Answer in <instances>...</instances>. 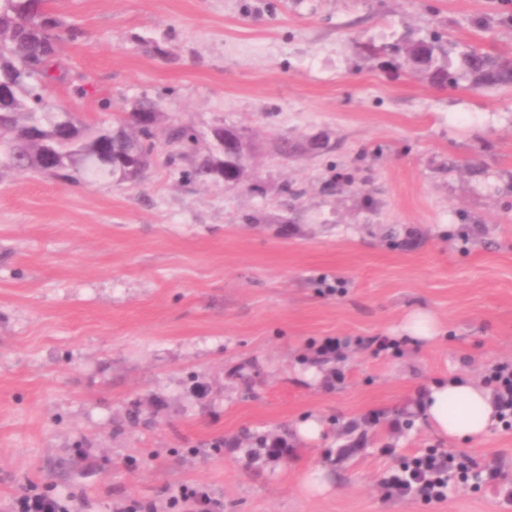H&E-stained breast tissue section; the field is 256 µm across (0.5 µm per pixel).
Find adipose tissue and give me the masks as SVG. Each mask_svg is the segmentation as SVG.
Returning a JSON list of instances; mask_svg holds the SVG:
<instances>
[{
	"label": "adipose tissue",
	"mask_w": 512,
	"mask_h": 512,
	"mask_svg": "<svg viewBox=\"0 0 512 512\" xmlns=\"http://www.w3.org/2000/svg\"><path fill=\"white\" fill-rule=\"evenodd\" d=\"M417 411L435 434L453 442H480L499 420L493 392L465 377L434 381Z\"/></svg>",
	"instance_id": "adipose-tissue-1"
}]
</instances>
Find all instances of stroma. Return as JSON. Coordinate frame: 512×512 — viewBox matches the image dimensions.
<instances>
[{
    "label": "stroma",
    "mask_w": 512,
    "mask_h": 512,
    "mask_svg": "<svg viewBox=\"0 0 512 512\" xmlns=\"http://www.w3.org/2000/svg\"><path fill=\"white\" fill-rule=\"evenodd\" d=\"M46 7L80 32L58 101L105 125L145 96L162 115L140 184L0 169V512L32 484L76 512H171L181 486L215 512H512V427L462 444L414 413L435 379L481 384L512 360V87L475 88L453 52L458 83L437 89L380 51L436 30L512 50V0ZM174 124L195 141L168 146ZM218 128L246 138L242 184L190 175ZM415 308L443 336L378 350ZM311 364L320 383L299 376ZM311 415L315 441L236 442ZM431 448L482 481L387 495ZM318 467L323 495L302 482ZM238 442L251 452L257 448H279L284 443L282 438L267 432H244Z\"/></svg>",
    "instance_id": "stroma-1"
}]
</instances>
